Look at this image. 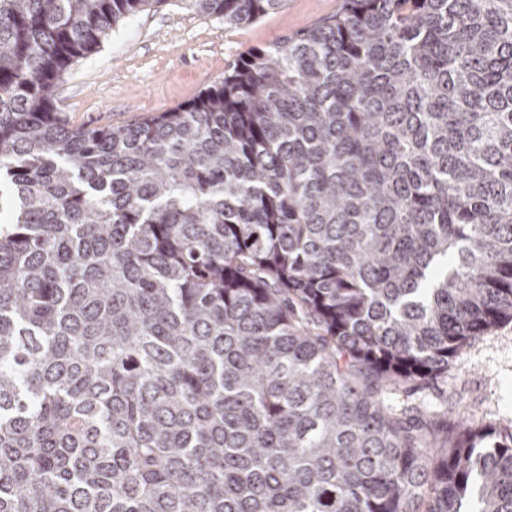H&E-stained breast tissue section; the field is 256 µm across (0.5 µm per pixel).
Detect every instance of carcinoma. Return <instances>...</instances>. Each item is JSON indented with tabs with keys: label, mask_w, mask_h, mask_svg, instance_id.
Segmentation results:
<instances>
[{
	"label": "carcinoma",
	"mask_w": 512,
	"mask_h": 512,
	"mask_svg": "<svg viewBox=\"0 0 512 512\" xmlns=\"http://www.w3.org/2000/svg\"><path fill=\"white\" fill-rule=\"evenodd\" d=\"M166 2L0 0V512H512V432L389 399L512 319V0H341L70 127L68 70Z\"/></svg>",
	"instance_id": "carcinoma-1"
}]
</instances>
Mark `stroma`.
Masks as SVG:
<instances>
[{
	"label": "stroma",
	"mask_w": 512,
	"mask_h": 512,
	"mask_svg": "<svg viewBox=\"0 0 512 512\" xmlns=\"http://www.w3.org/2000/svg\"><path fill=\"white\" fill-rule=\"evenodd\" d=\"M339 0H288L259 22L229 28L180 0L122 21L64 77L57 105L67 122L118 126L168 110L218 83L252 48L335 14ZM410 403L477 423L512 426V320L469 341L448 371L416 385Z\"/></svg>",
	"instance_id": "35a3bbf8"
}]
</instances>
